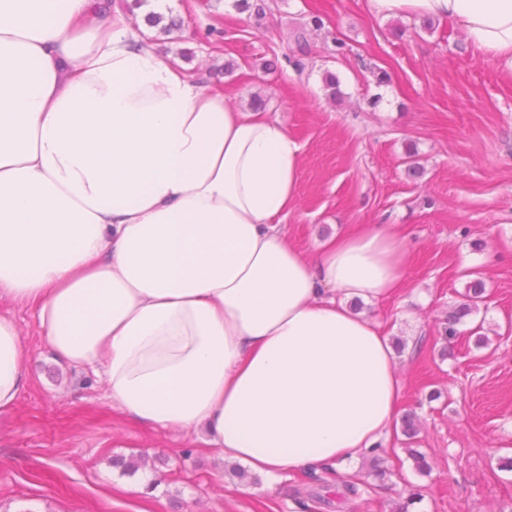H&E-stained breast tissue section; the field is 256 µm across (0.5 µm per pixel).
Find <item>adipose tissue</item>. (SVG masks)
Masks as SVG:
<instances>
[{
    "label": "adipose tissue",
    "instance_id": "obj_1",
    "mask_svg": "<svg viewBox=\"0 0 512 512\" xmlns=\"http://www.w3.org/2000/svg\"><path fill=\"white\" fill-rule=\"evenodd\" d=\"M376 17L454 21L512 68V0H368ZM300 149L262 112L163 59L92 0H0V302L32 311L52 352L91 369L130 421L205 432L271 478L340 465L387 436L403 380L352 300L404 287L384 227L316 255L278 217ZM0 316V410L25 384Z\"/></svg>",
    "mask_w": 512,
    "mask_h": 512
}]
</instances>
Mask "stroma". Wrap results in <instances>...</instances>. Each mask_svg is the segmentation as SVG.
<instances>
[{"instance_id": "35a3bbf8", "label": "stroma", "mask_w": 512, "mask_h": 512, "mask_svg": "<svg viewBox=\"0 0 512 512\" xmlns=\"http://www.w3.org/2000/svg\"><path fill=\"white\" fill-rule=\"evenodd\" d=\"M266 2L258 17L235 0H150L183 26L174 42L149 36L231 105L247 111L263 98L297 142L289 244L313 253L361 224L402 240L405 288L362 310L406 344L399 411L418 416L419 436L387 441V488L344 504L332 469L238 476L204 435L128 421L90 371L53 354L29 309L1 302L0 316L21 329L27 383L0 411V512H393L415 487L414 512H512V472L499 468L512 457V71L448 20H384L366 0ZM302 30L310 51L300 73ZM329 74L339 99L325 90ZM476 279L484 305L442 345L439 327ZM413 448L429 472L416 470ZM139 456L147 468L112 464Z\"/></svg>"}]
</instances>
